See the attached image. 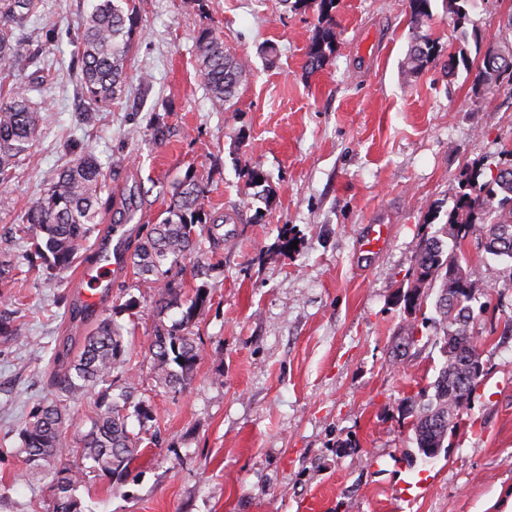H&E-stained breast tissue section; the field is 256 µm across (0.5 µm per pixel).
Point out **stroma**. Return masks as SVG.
<instances>
[{
	"label": "stroma",
	"instance_id": "stroma-1",
	"mask_svg": "<svg viewBox=\"0 0 512 512\" xmlns=\"http://www.w3.org/2000/svg\"><path fill=\"white\" fill-rule=\"evenodd\" d=\"M138 38L123 91L86 111L75 85V44L48 28L78 29L92 0H40L32 28L44 59L48 104L30 154L0 187V250L18 264L0 285L17 309L18 337L0 344V512H51L46 482L26 481L17 453L31 410L50 399L52 352L87 335L63 297L82 286L65 271L31 269L7 238L46 182L83 142L107 174L97 217L110 231L129 210L121 242L135 246L173 186L193 176L203 208L220 220L224 248L182 264L183 294L209 292L193 332L200 356L191 385L158 386L146 355L154 291L131 268L112 278L138 298L120 318L138 397L153 420L132 431L143 454L119 481L87 473L75 495L86 512H497L512 486V280L481 250L464 263L490 307L479 327L484 376L433 463L412 464L409 401L422 399L444 357L433 298L406 309L424 239L452 244L448 214L467 168L496 173L512 143V85H477L488 40L512 45V0H337L335 51L309 72L319 28L316 0H136ZM212 29L245 67L233 98L214 99L198 75L195 41ZM440 60L463 54L454 74L404 61L417 34ZM163 115L168 131L150 129ZM262 187L248 185L251 171ZM383 245L361 249L369 225ZM208 264L195 276L196 264ZM413 334L394 358L398 337Z\"/></svg>",
	"mask_w": 512,
	"mask_h": 512
}]
</instances>
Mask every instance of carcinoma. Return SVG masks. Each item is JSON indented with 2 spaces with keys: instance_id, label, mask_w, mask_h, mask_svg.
Masks as SVG:
<instances>
[{
  "instance_id": "carcinoma-1",
  "label": "carcinoma",
  "mask_w": 512,
  "mask_h": 512,
  "mask_svg": "<svg viewBox=\"0 0 512 512\" xmlns=\"http://www.w3.org/2000/svg\"><path fill=\"white\" fill-rule=\"evenodd\" d=\"M40 0H0V186H7L33 146L43 122L41 106L31 92L39 85L30 67L37 64V53L28 49L27 25L38 12ZM136 0H97L78 29L79 86L83 101L92 110L108 108L125 80L129 54L135 44ZM335 51V32L328 26L319 30L308 51L312 71L323 67ZM497 52V63L483 65L476 81L493 87L512 84V49L497 44L486 52ZM198 73L212 97L227 101L234 97L242 77V63L224 51V43L209 29L196 38ZM434 42L426 34L415 37L407 67L419 73L435 61ZM490 179L484 171L472 168L466 174L469 192L460 195L448 213L454 227L453 238L461 243L478 232L487 240L484 251L505 264L502 272L512 281V150ZM105 174L89 151L77 155L61 168L39 197L26 209L14 233L28 245L27 257L46 271L60 273L91 262V238L99 231L100 194ZM204 188L191 177L173 187L165 216L141 229L140 239L125 257L139 280L157 289V320L148 347L151 366L158 384L170 391L186 388L194 379L198 345L191 327L206 305L208 292L197 288L192 297L181 299L176 276L183 260L198 246L200 233L207 232L211 254L224 242L213 230L205 229ZM423 288H435L434 307L443 326L441 352L445 358L435 380L433 394L426 401L410 405L412 429L417 450L444 448L448 430L463 410L460 400L472 395L484 373L476 336L481 285L471 270L463 266L455 250H448L436 236L424 240L417 255L415 280L407 293V304L417 307L416 297ZM131 296L112 306L96 320L94 329L82 340L68 337L58 344L54 360L58 369L52 376L53 398L32 410L20 431L19 453L26 465L24 476L47 482L54 492L53 512H85L74 495L84 468L67 462L72 455L91 463L105 477H120L140 453V438L128 429L134 417L140 426L152 421L150 411L137 399V387L124 379L120 393L112 396L115 373L129 364L123 344L122 326L116 318L135 309ZM182 309L181 319L166 324L163 315L172 308ZM17 336L13 312L0 310V342ZM183 362H178V359ZM101 386L90 428L81 439L72 440L67 431L70 403L90 388Z\"/></svg>"
}]
</instances>
